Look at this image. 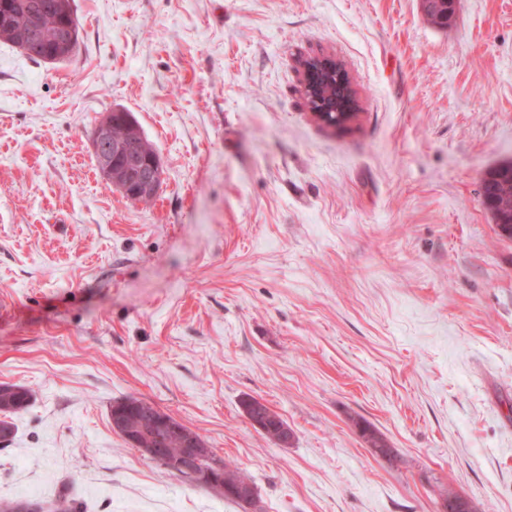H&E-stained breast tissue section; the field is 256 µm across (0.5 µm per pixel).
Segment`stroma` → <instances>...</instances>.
Returning <instances> with one entry per match:
<instances>
[{
  "mask_svg": "<svg viewBox=\"0 0 512 512\" xmlns=\"http://www.w3.org/2000/svg\"><path fill=\"white\" fill-rule=\"evenodd\" d=\"M47 64L0 41V383L29 407L0 501L241 512L116 434L155 403L253 482L259 512H512V239L480 186L512 162V0H74ZM331 55L350 127L318 124L300 59ZM132 113L163 182L99 174ZM278 412L288 445L242 408ZM394 448L380 459L355 426ZM66 11L63 22L58 26L54 40L57 45L55 60H62L68 57L75 49L78 42V28L74 21V13L67 7L66 0H58ZM117 112L104 114L97 123L92 148L99 173L127 199L134 202L151 201L160 189L163 169L153 143L137 127L123 121L114 125ZM113 125V127H112ZM139 131L142 135L139 134ZM131 139L115 141L112 139ZM147 157L142 156L138 150ZM50 512H86V505L80 501L72 489L65 486L48 509Z\"/></svg>",
  "mask_w": 512,
  "mask_h": 512,
  "instance_id": "1",
  "label": "stroma"
}]
</instances>
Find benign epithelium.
Listing matches in <instances>:
<instances>
[{
  "label": "benign epithelium",
  "mask_w": 512,
  "mask_h": 512,
  "mask_svg": "<svg viewBox=\"0 0 512 512\" xmlns=\"http://www.w3.org/2000/svg\"><path fill=\"white\" fill-rule=\"evenodd\" d=\"M424 6L435 3L442 7L437 19L448 22L452 19L457 0H422ZM54 40L57 45L56 59L68 57L78 42V28L71 11H66L63 22L58 26ZM303 90L316 122L330 128H341L350 124L356 117V98L351 80L345 68L337 64L331 56H313L309 61L302 62ZM323 70L336 78V82L345 89L346 104L341 108L331 109L324 105L321 97V85L318 84L316 72ZM115 113L104 114L97 123L93 136L92 148L99 173L127 199L134 202L152 200L160 189L163 180V169L156 156H142L131 141H115L112 139V125ZM138 412L142 432L160 434L175 440L181 451L175 455H167L161 448H143L141 452L151 459L158 460L165 468L175 474L189 472L200 478V481L221 492L224 490V475L220 467L205 474L196 471L199 459L210 455L198 433L182 424L169 414H164L154 403L140 399L134 405ZM113 429L123 436L130 444L140 446L139 436L125 431V413L118 410L112 414Z\"/></svg>",
  "instance_id": "1"
}]
</instances>
